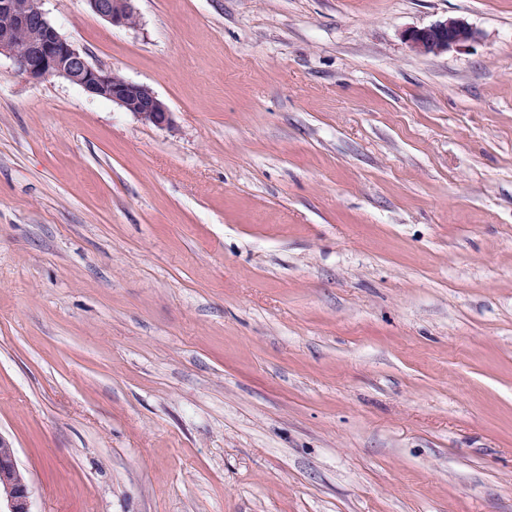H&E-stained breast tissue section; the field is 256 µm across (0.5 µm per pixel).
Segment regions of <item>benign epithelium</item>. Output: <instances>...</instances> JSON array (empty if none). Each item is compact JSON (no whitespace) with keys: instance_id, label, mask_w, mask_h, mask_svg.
<instances>
[{"instance_id":"obj_1","label":"benign epithelium","mask_w":512,"mask_h":512,"mask_svg":"<svg viewBox=\"0 0 512 512\" xmlns=\"http://www.w3.org/2000/svg\"><path fill=\"white\" fill-rule=\"evenodd\" d=\"M88 10L112 26L136 23L135 0H83ZM476 32L455 19L408 29L403 40L418 54H439L462 47ZM13 59L29 80L61 77L89 96L111 101L145 124L173 126V112L145 84L92 64L86 51L62 36L42 9V0H0V56ZM30 484L19 470L15 448L0 435V512H31Z\"/></svg>"}]
</instances>
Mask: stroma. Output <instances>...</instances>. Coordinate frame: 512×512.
<instances>
[{"instance_id": "obj_1", "label": "stroma", "mask_w": 512, "mask_h": 512, "mask_svg": "<svg viewBox=\"0 0 512 512\" xmlns=\"http://www.w3.org/2000/svg\"><path fill=\"white\" fill-rule=\"evenodd\" d=\"M135 7L43 0L172 128L0 57L32 512H512V0ZM88 10L112 26L133 27L137 12L135 0H84ZM402 37L415 53L439 54L474 41L476 32L460 20L446 19L423 28L408 29Z\"/></svg>"}]
</instances>
